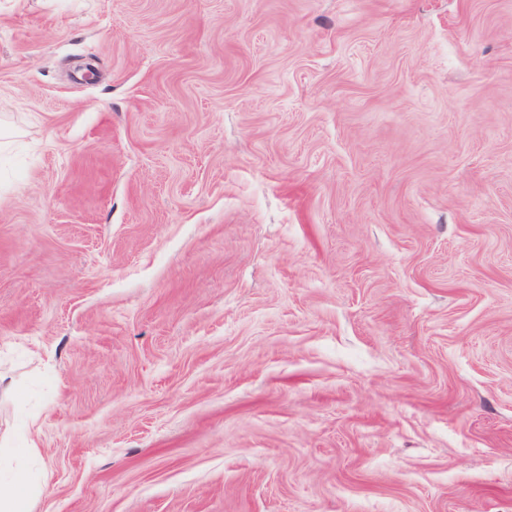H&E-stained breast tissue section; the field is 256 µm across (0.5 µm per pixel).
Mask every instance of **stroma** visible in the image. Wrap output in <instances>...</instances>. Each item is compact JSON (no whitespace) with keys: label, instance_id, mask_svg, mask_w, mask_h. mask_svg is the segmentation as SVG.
I'll use <instances>...</instances> for the list:
<instances>
[{"label":"stroma","instance_id":"obj_1","mask_svg":"<svg viewBox=\"0 0 512 512\" xmlns=\"http://www.w3.org/2000/svg\"><path fill=\"white\" fill-rule=\"evenodd\" d=\"M0 131L25 512H512V0H0Z\"/></svg>","mask_w":512,"mask_h":512}]
</instances>
